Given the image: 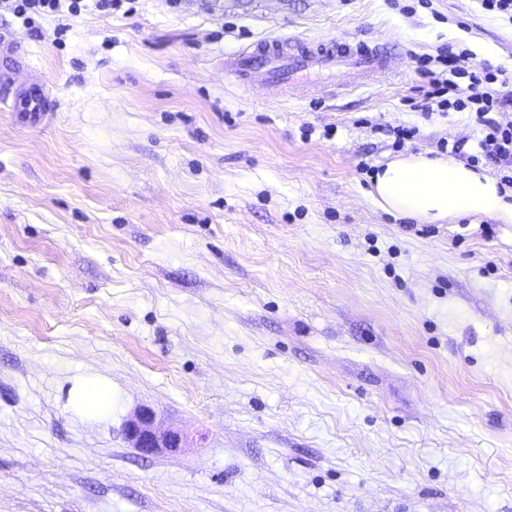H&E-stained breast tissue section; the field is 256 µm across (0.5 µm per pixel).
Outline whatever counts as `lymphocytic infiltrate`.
Listing matches in <instances>:
<instances>
[{
	"mask_svg": "<svg viewBox=\"0 0 512 512\" xmlns=\"http://www.w3.org/2000/svg\"><path fill=\"white\" fill-rule=\"evenodd\" d=\"M64 10L73 16L80 14L82 0H0V13L23 17L30 24ZM419 73L425 80L419 88L421 112L465 113L481 132L476 154H466V142L462 139L439 142V150L469 158L474 164L483 161L494 165L501 186L512 188V124H502L494 117L495 112L512 105V80L503 70L475 63L466 49H448L436 57L420 59Z\"/></svg>",
	"mask_w": 512,
	"mask_h": 512,
	"instance_id": "obj_1",
	"label": "lymphocytic infiltrate"
}]
</instances>
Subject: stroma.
<instances>
[{"mask_svg":"<svg viewBox=\"0 0 512 512\" xmlns=\"http://www.w3.org/2000/svg\"><path fill=\"white\" fill-rule=\"evenodd\" d=\"M250 2L90 6L60 41L0 15L60 101L41 128L0 101V512H512V224L369 196L397 153L478 152L466 114L413 110L416 59L512 76V23L478 0H267L274 26ZM274 33L395 58L273 101L224 55ZM83 376L111 384L105 416L71 409ZM140 405L188 448L139 458Z\"/></svg>","mask_w":512,"mask_h":512,"instance_id":"obj_1","label":"stroma"}]
</instances>
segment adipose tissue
I'll list each match as a JSON object with an SVG mask.
<instances>
[{
	"mask_svg": "<svg viewBox=\"0 0 512 512\" xmlns=\"http://www.w3.org/2000/svg\"><path fill=\"white\" fill-rule=\"evenodd\" d=\"M372 185L378 207L422 224L485 216L512 224V190L501 191L480 169L443 156L394 157L374 173ZM70 402L84 415L102 414L112 406V387L95 377L79 378Z\"/></svg>",
	"mask_w": 512,
	"mask_h": 512,
	"instance_id": "obj_1",
	"label": "adipose tissue"
}]
</instances>
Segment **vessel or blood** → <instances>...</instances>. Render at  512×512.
I'll use <instances>...</instances> for the list:
<instances>
[{
  "mask_svg": "<svg viewBox=\"0 0 512 512\" xmlns=\"http://www.w3.org/2000/svg\"><path fill=\"white\" fill-rule=\"evenodd\" d=\"M390 55L389 46L379 42L275 35L226 54L224 68L240 85L265 87L274 98L300 77L308 78L310 93L321 95L329 92V82L336 77L353 83L371 78L386 67ZM25 58L26 51L12 32L0 28V87L14 90L13 111L38 124L59 103L48 97L43 84L27 80Z\"/></svg>",
  "mask_w": 512,
  "mask_h": 512,
  "instance_id": "1",
  "label": "vessel or blood"
}]
</instances>
